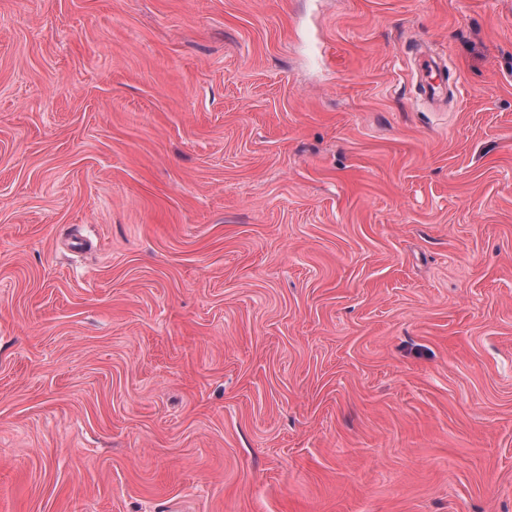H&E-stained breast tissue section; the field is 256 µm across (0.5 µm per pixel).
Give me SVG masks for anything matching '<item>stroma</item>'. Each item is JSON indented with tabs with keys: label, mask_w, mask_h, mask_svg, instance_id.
<instances>
[{
	"label": "stroma",
	"mask_w": 512,
	"mask_h": 512,
	"mask_svg": "<svg viewBox=\"0 0 512 512\" xmlns=\"http://www.w3.org/2000/svg\"><path fill=\"white\" fill-rule=\"evenodd\" d=\"M0 512H512V0H0Z\"/></svg>",
	"instance_id": "1"
}]
</instances>
